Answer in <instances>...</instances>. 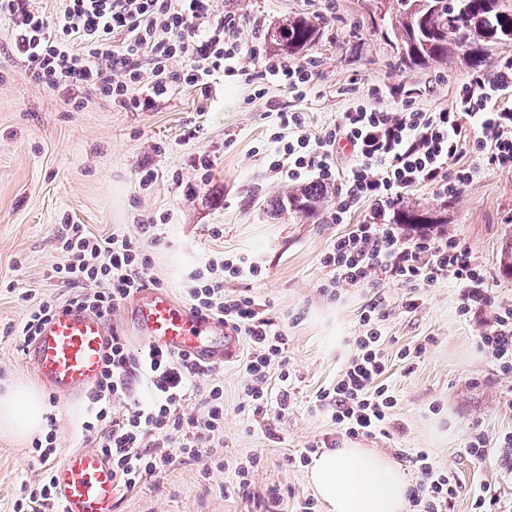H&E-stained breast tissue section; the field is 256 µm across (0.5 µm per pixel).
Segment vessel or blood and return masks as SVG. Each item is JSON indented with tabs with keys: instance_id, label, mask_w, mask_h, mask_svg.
<instances>
[{
	"instance_id": "1",
	"label": "vessel or blood",
	"mask_w": 512,
	"mask_h": 512,
	"mask_svg": "<svg viewBox=\"0 0 512 512\" xmlns=\"http://www.w3.org/2000/svg\"><path fill=\"white\" fill-rule=\"evenodd\" d=\"M134 320L145 344L201 362L232 359L239 338L221 319L174 302L166 293L138 292ZM107 326L98 315L75 307L57 310L45 323L26 360L50 396L68 404L98 381ZM63 512H112L118 483L104 456L94 448L67 451L51 466Z\"/></svg>"
}]
</instances>
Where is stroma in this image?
I'll use <instances>...</instances> for the list:
<instances>
[{
	"mask_svg": "<svg viewBox=\"0 0 512 512\" xmlns=\"http://www.w3.org/2000/svg\"><path fill=\"white\" fill-rule=\"evenodd\" d=\"M211 8L242 17L247 45L266 43L268 30L287 17L305 14L316 22L320 36L309 54L320 64L319 79L305 99L294 102L314 135L332 127L339 113L374 86L396 89L416 107L435 112L451 108L457 87L472 75L456 61L399 67L389 39L370 23L371 0H212ZM261 83L258 76L247 83L220 75L209 98L180 86L152 111H125L82 89L54 91L35 82L13 50L9 24L0 22V392L38 382L17 333L29 306L47 298L62 303L72 293L53 272L63 260V226L139 237L152 222L159 240L146 246L149 273L177 303H185L192 273L214 256L242 255L258 265L259 276L225 279L224 291L254 292L266 300L270 317L288 336L290 378L281 382L283 369L271 367L272 404L255 412L245 396L247 352L239 350L220 374L224 432L211 447L223 468L205 475L197 464L174 465L135 490H120L115 512H260L230 489L236 463L252 456L261 461L257 490L278 486L300 501L311 490L308 469L295 464V457L335 446L368 448L391 459L400 449L428 450L462 485L449 512H471L469 490L481 483L512 507V472L497 457L478 464L465 452L472 429L492 443L512 432V373H500L479 348L480 320L460 315L453 286L421 291L419 308L407 312L408 289L388 280L380 284L393 308L382 345L398 395L390 436L349 439L330 412L317 407V391L335 383L351 355L349 341L359 333L371 295L367 288H349L337 298L323 292L333 272L321 258L336 237L362 220L365 208H353L343 224L325 215L312 223L268 213V200L289 185L266 171L262 152L278 118L253 96ZM202 154L212 161L204 179L193 167ZM148 169L158 178L144 186L140 173ZM405 201L440 218L405 225L406 235H456L488 270L499 302L512 304V276L501 264L512 241V169L485 168L453 196L419 186ZM414 344L425 352L405 365L397 353ZM283 395L284 411L275 405ZM44 409L57 418L58 454L92 447L84 429L90 419L86 402L66 405L48 397ZM36 458L31 440L0 434V512H13L23 486L34 483Z\"/></svg>",
	"mask_w": 512,
	"mask_h": 512,
	"instance_id": "1",
	"label": "stroma"
}]
</instances>
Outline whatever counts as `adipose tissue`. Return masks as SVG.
<instances>
[{
	"label": "adipose tissue",
	"instance_id": "adipose-tissue-1",
	"mask_svg": "<svg viewBox=\"0 0 512 512\" xmlns=\"http://www.w3.org/2000/svg\"><path fill=\"white\" fill-rule=\"evenodd\" d=\"M40 393L19 383L0 394V432L23 439L42 431ZM310 484L328 512H405L409 484L403 469L364 448L328 449L312 460Z\"/></svg>",
	"mask_w": 512,
	"mask_h": 512
}]
</instances>
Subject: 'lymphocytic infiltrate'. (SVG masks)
<instances>
[{"label":"lymphocytic infiltrate","mask_w":512,"mask_h":512,"mask_svg":"<svg viewBox=\"0 0 512 512\" xmlns=\"http://www.w3.org/2000/svg\"><path fill=\"white\" fill-rule=\"evenodd\" d=\"M0 20L11 26L13 48L40 84L53 90L82 88L124 110L151 111L181 85L208 95L215 74L245 77L249 70L244 58L260 63L266 85L256 90V99H267L282 126L298 131L291 139L271 134L269 174L291 182L311 177L326 185L339 183L333 223H344L358 205L367 207L364 220L337 237L321 258L334 272L328 285L331 296L347 287L373 291L362 309V330L352 340L350 360L335 384L316 395L319 407L330 411L346 436L386 434L397 404L382 354V327L390 310L386 297L376 291L380 279L414 289L448 282L458 290L462 314L492 309L491 320L480 328L478 345L498 361L503 373L512 372V306L497 303L483 266L455 236L410 238L390 218L413 187L432 185L450 195L473 183L481 165L512 169V110L497 106L512 93V60L463 82L452 110L426 112L412 102L394 101L392 91L378 88L371 98L340 113L332 128L312 137L302 132V113L268 100L267 87L305 97L316 82V62L293 66L257 45L243 50L236 37L240 18L229 12L212 14L208 0H65L54 20L34 0H0ZM179 58L185 64L177 69L173 63ZM343 142L350 145L352 158L341 171L334 153ZM467 147L478 161L465 166L460 159ZM60 250L65 260L55 266V273L74 288L72 305L94 314L111 317L127 299L156 283L148 272L143 240L98 237L84 225L69 224ZM258 273L242 256L208 262L194 274L188 297L193 309L224 320L244 337L249 377L245 394L260 412L269 404L264 382L270 367L288 365V338L255 295L224 291L225 278ZM216 372L215 366L148 345L132 351L125 336L110 329L101 375L89 393L92 420L85 429L95 432V446L111 463L120 485L131 490L174 464L211 459L208 443L224 431L223 384H212L205 414H184L183 406L193 379ZM141 378L147 395L136 399L132 385ZM117 403L126 406L119 415L112 411ZM56 438L51 421L44 437L34 440L41 475L24 488L14 512H62L50 478ZM409 461L417 474L408 494L410 512H448L462 489L455 473L436 465L424 449ZM258 465L255 457L237 463L238 496L258 502L264 512H288V497L280 488L256 495L253 476Z\"/></svg>","instance_id":"f902f5d3"}]
</instances>
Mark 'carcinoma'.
Returning <instances> with one entry per match:
<instances>
[{"label":"carcinoma","instance_id":"1","mask_svg":"<svg viewBox=\"0 0 512 512\" xmlns=\"http://www.w3.org/2000/svg\"><path fill=\"white\" fill-rule=\"evenodd\" d=\"M375 13L388 25L387 36L398 64L441 66L455 59L472 71L486 66L491 52L512 43V0H374ZM317 24L297 15L270 32L268 43L279 55L297 56L313 47ZM329 190L319 182L271 200V210L311 218L328 202ZM394 224H430L427 213L412 206L398 208Z\"/></svg>","mask_w":512,"mask_h":512}]
</instances>
